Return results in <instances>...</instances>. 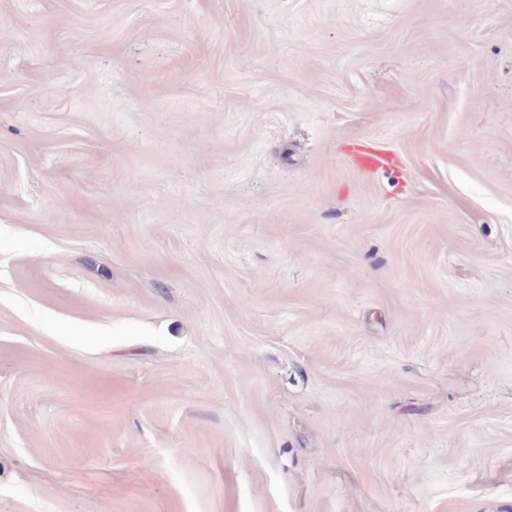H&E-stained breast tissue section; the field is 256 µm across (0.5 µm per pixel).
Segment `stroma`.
<instances>
[{
  "label": "stroma",
  "instance_id": "stroma-1",
  "mask_svg": "<svg viewBox=\"0 0 512 512\" xmlns=\"http://www.w3.org/2000/svg\"><path fill=\"white\" fill-rule=\"evenodd\" d=\"M0 28V512H512V0ZM356 166L362 172H378L390 166V160L386 152L376 147H368L356 152Z\"/></svg>",
  "mask_w": 512,
  "mask_h": 512
}]
</instances>
